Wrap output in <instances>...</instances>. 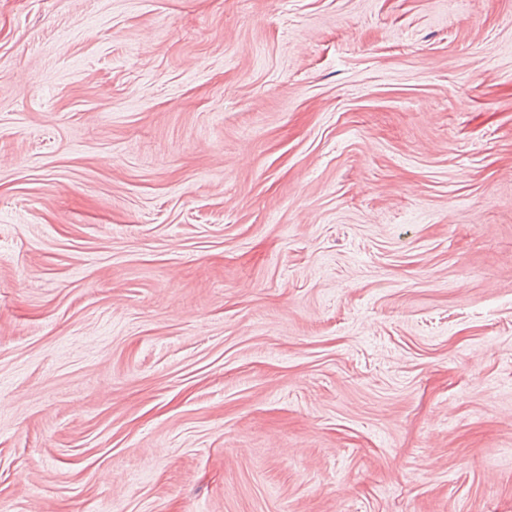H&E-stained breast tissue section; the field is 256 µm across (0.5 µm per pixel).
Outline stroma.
Instances as JSON below:
<instances>
[{
  "label": "stroma",
  "mask_w": 512,
  "mask_h": 512,
  "mask_svg": "<svg viewBox=\"0 0 512 512\" xmlns=\"http://www.w3.org/2000/svg\"><path fill=\"white\" fill-rule=\"evenodd\" d=\"M0 512H512V0H0Z\"/></svg>",
  "instance_id": "obj_1"
}]
</instances>
